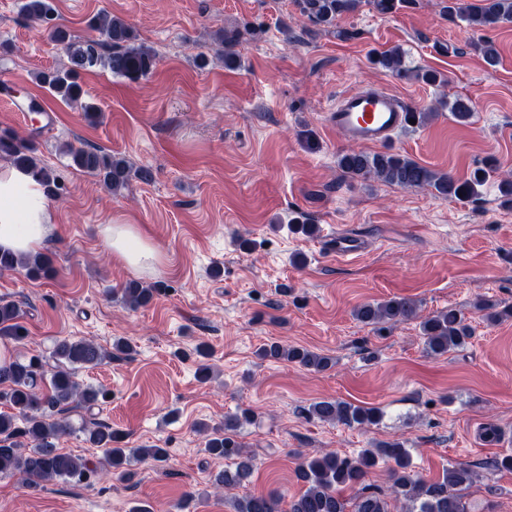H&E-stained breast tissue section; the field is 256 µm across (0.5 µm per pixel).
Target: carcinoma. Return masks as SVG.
<instances>
[{
	"label": "carcinoma",
	"mask_w": 512,
	"mask_h": 512,
	"mask_svg": "<svg viewBox=\"0 0 512 512\" xmlns=\"http://www.w3.org/2000/svg\"><path fill=\"white\" fill-rule=\"evenodd\" d=\"M410 3L412 0H295L300 16L325 30L336 27L339 19L358 11L364 4L379 15H387ZM19 9L26 19L39 25L55 19V0H20ZM447 11L474 29L512 24V0H477L475 3L448 0ZM92 26L106 36L112 45L111 54L104 55L103 43L94 39L78 42L64 29L50 30L53 40L67 53L70 66L43 71L38 80L66 101H80L79 73L88 67L100 64L110 68L114 75L129 78L146 76L155 67L154 51L138 42L136 29L128 20L102 11L92 18ZM404 58L403 49L394 47L377 55L374 64L396 76L410 74L427 84L439 82L440 75L435 71L409 72ZM448 111L459 124L467 123L473 115L472 104L466 98L454 99ZM69 156L72 166L99 178L114 196L123 194L134 178L151 179L149 169H135L124 157L96 148L71 150ZM0 157L31 172L48 193L59 189L54 171L41 165L33 146L22 142L15 134L6 131L0 134ZM337 166L353 179H373L402 188L429 187L443 199L477 195L487 176V170L479 167L462 180L398 153L356 149L339 154ZM17 269L39 278L50 275L53 265L51 258L43 253L28 256L0 253V272ZM164 288L163 283L147 286L130 280L120 289V301L128 308L137 309L149 304ZM416 315V304L404 297L366 304L356 310V317L370 325L403 322ZM421 331L429 355H443L460 348L472 336L471 327L455 309L424 318ZM0 333L16 342L28 339L24 311L18 303L0 301ZM130 350L131 346L123 340L116 341L111 352L91 341L59 340L49 358L33 354L27 359L0 365V401L11 409L8 414L0 413V474H16L27 488L37 491L55 481L80 483L97 472L87 460L56 447L55 439L75 433L65 417L71 408L83 406L90 410L109 398L104 388L82 386L76 379L75 369L100 365ZM261 355L286 359L314 371H324L332 364L329 357L320 353L279 343L266 346ZM310 414L321 421L360 427L375 425L382 418L375 408L340 400L316 402ZM248 421L250 412L244 410L224 420V424L212 429L209 435L208 453L230 460L235 466L234 471L226 470L218 477L216 485L219 487L236 485L253 470L252 456L235 437L236 429ZM81 432L91 445L105 449L106 472L123 481L130 476L123 466L132 456L156 462L167 458L164 448L120 447V433L103 422L86 423ZM380 462L391 464V485L387 493L365 483L369 471ZM297 472L307 488L289 503L288 512H392L393 501L403 502L404 512H468L465 492L477 478L471 466L455 464L443 470L438 479L425 481L413 469L410 449L403 441L385 442L355 455L327 452L304 457ZM235 512H282L280 498L271 494L248 495L237 501Z\"/></svg>",
	"instance_id": "1"
}]
</instances>
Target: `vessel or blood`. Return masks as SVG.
<instances>
[{"label":"vessel or blood","mask_w":512,"mask_h":512,"mask_svg":"<svg viewBox=\"0 0 512 512\" xmlns=\"http://www.w3.org/2000/svg\"><path fill=\"white\" fill-rule=\"evenodd\" d=\"M408 112V106L389 91L359 90L339 98L328 114V124L351 141L383 146L404 128Z\"/></svg>","instance_id":"1"}]
</instances>
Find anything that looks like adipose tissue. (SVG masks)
I'll list each match as a JSON object with an SVG mask.
<instances>
[{"mask_svg": "<svg viewBox=\"0 0 512 512\" xmlns=\"http://www.w3.org/2000/svg\"><path fill=\"white\" fill-rule=\"evenodd\" d=\"M53 216L44 188L25 170L0 163V249L38 253L46 244ZM101 234L113 261L138 273L154 272L161 253L132 224L109 223Z\"/></svg>", "mask_w": 512, "mask_h": 512, "instance_id": "1", "label": "adipose tissue"}]
</instances>
